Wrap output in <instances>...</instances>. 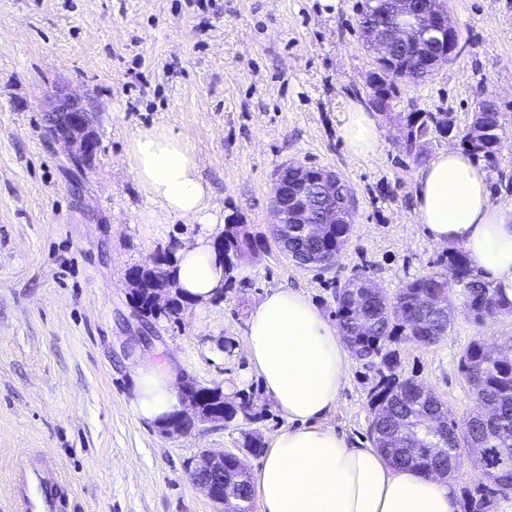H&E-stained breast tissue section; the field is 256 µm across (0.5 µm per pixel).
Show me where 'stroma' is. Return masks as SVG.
<instances>
[{
	"instance_id": "stroma-1",
	"label": "stroma",
	"mask_w": 512,
	"mask_h": 512,
	"mask_svg": "<svg viewBox=\"0 0 512 512\" xmlns=\"http://www.w3.org/2000/svg\"><path fill=\"white\" fill-rule=\"evenodd\" d=\"M364 0H0V512L22 453L51 456L77 512H219L189 470L202 450L239 452L247 474L260 457L242 437L285 428L242 345L245 321L270 288L302 290L333 319L334 293L355 269L394 293L435 271L443 246L417 224L418 165L398 152L409 107L447 113L466 130L482 99L502 115L497 168L512 170V0H446L460 51L423 82L397 81L376 120L382 154L352 158L336 128L343 99H369L374 63L357 26ZM90 93L98 149L74 166L50 146L46 112L57 90ZM158 124L185 137L220 214L252 232L272 224V187L289 163L335 171L352 188V236L330 271L301 266L276 247L242 258L206 305L142 321L126 274L192 241L201 227L146 224L125 148ZM512 338V315L477 323L457 307L447 336L400 347L403 376L422 382L463 419L476 410L459 370L473 341ZM168 358L182 377L230 386L262 420L164 433L135 417L131 373ZM372 369L351 362L327 424L366 438Z\"/></svg>"
}]
</instances>
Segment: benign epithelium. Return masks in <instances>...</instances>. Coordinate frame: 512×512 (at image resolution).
<instances>
[{
    "instance_id": "1",
    "label": "benign epithelium",
    "mask_w": 512,
    "mask_h": 512,
    "mask_svg": "<svg viewBox=\"0 0 512 512\" xmlns=\"http://www.w3.org/2000/svg\"><path fill=\"white\" fill-rule=\"evenodd\" d=\"M409 0H389L390 23L382 27L381 33L371 38L367 48L374 53V63L382 65L393 59V47L397 43L410 41L422 45L438 36L442 47L428 58L427 64L435 69L442 63L449 62L458 48V34L443 12H435L427 20L416 18L408 5ZM93 112L95 106L87 96L59 92L54 95L50 113H48L47 133L49 138L61 144L69 153L71 160L78 166L88 164L97 150V137L93 130ZM341 182L336 173L327 169L287 165L277 174L273 185L272 212L273 230L277 236V248L283 255H288V225L301 224L300 209L290 208L288 197L293 201L307 198L311 189L316 188L324 200V209L317 220L319 224H334L336 217L344 210L355 208L354 197L340 190ZM128 281L134 295L147 297L154 310L171 307L176 291L171 282L160 288H144L134 274L128 275ZM202 386L191 379L182 382L180 402L183 410L177 420L168 427L178 433H188L199 426L224 424V392L218 388L210 389L214 402L211 408H202L196 398ZM227 454H215L203 450L191 472L193 483L200 486L209 499L224 505L230 501L233 492L224 488V459Z\"/></svg>"
}]
</instances>
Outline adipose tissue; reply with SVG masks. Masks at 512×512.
<instances>
[{
	"instance_id": "1",
	"label": "adipose tissue",
	"mask_w": 512,
	"mask_h": 512,
	"mask_svg": "<svg viewBox=\"0 0 512 512\" xmlns=\"http://www.w3.org/2000/svg\"><path fill=\"white\" fill-rule=\"evenodd\" d=\"M347 152L379 156L385 145L374 112L349 97L337 112ZM126 155L138 191L149 202L145 223L181 219L200 225L177 249L169 273L180 294L203 305L226 284L224 260L212 233L221 218L186 140L164 125L137 130ZM414 213L434 243L457 245L480 279L512 296V206L490 199L488 172L458 148L436 153L413 184ZM243 344L251 370L287 422L269 436L255 490L261 512H460L448 483L411 468L390 466L372 445L327 426L349 368L336 327L295 288L268 289L245 322ZM178 369L144 363L133 373L131 408L166 424L182 409Z\"/></svg>"
}]
</instances>
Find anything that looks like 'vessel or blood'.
<instances>
[{"label":"vessel or blood","instance_id":"1","mask_svg":"<svg viewBox=\"0 0 512 512\" xmlns=\"http://www.w3.org/2000/svg\"><path fill=\"white\" fill-rule=\"evenodd\" d=\"M16 512H71L68 488L53 462L40 454L18 461L13 485Z\"/></svg>","mask_w":512,"mask_h":512}]
</instances>
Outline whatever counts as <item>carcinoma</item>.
Returning a JSON list of instances; mask_svg holds the SVG:
<instances>
[{
  "label": "carcinoma",
  "mask_w": 512,
  "mask_h": 512,
  "mask_svg": "<svg viewBox=\"0 0 512 512\" xmlns=\"http://www.w3.org/2000/svg\"><path fill=\"white\" fill-rule=\"evenodd\" d=\"M385 0H375L370 13H361L357 25L363 41L370 28L382 19ZM416 50L400 53L388 67H374L369 74L372 98H394L396 78L423 82L433 76L425 68L411 67ZM408 137L399 151L419 162L425 158L429 135H448L449 124L442 112H408ZM501 112H477L471 125L459 133L461 144L489 166L497 165L502 144ZM239 216L224 225V243L220 253L225 269L232 273L236 253L268 248V241L255 235L242 238L237 226ZM353 217H343L327 226L318 237L304 224L288 225V249L296 263L310 257L320 261L332 253H341L348 244ZM441 270L406 282L389 295L363 273L349 277L336 288V321L340 336L352 356L375 368L377 381L372 387L370 405L373 417L368 439L380 449L392 465L410 467L428 475L446 479L457 470L455 448H477L476 463L498 484L504 496L512 494V362L494 358L484 345L471 343L460 358L459 367L474 387L480 404L493 407V418L476 413L458 423L448 419V409L422 383L398 373L399 351L394 345L414 343L430 346L448 334L454 313L452 297L458 292L477 321L512 314V297L502 289L479 281L472 261L461 247H452L437 260ZM446 447L448 455L439 458L433 449ZM224 481L235 491L240 512H253L248 477L237 469L234 459L224 460ZM486 488L462 490L463 512H482Z\"/></svg>",
  "instance_id": "carcinoma-1"
}]
</instances>
